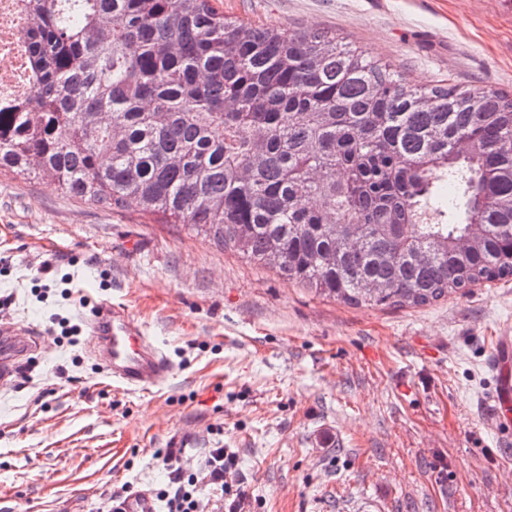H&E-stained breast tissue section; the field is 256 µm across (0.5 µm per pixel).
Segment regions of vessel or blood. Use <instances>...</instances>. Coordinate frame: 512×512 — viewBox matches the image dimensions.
Wrapping results in <instances>:
<instances>
[{"mask_svg": "<svg viewBox=\"0 0 512 512\" xmlns=\"http://www.w3.org/2000/svg\"><path fill=\"white\" fill-rule=\"evenodd\" d=\"M90 343L107 376L129 390L156 386L172 370L167 355L154 345L129 315L116 306H97L85 316ZM37 347L36 333L22 338L0 337V386L9 387L26 357ZM496 387L492 395L499 424L512 423V336H500L494 362ZM112 512H159L153 492H127L112 505Z\"/></svg>", "mask_w": 512, "mask_h": 512, "instance_id": "b4317fda", "label": "vessel or blood"}]
</instances>
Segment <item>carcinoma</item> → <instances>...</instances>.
<instances>
[{"mask_svg": "<svg viewBox=\"0 0 512 512\" xmlns=\"http://www.w3.org/2000/svg\"><path fill=\"white\" fill-rule=\"evenodd\" d=\"M23 2L32 93L0 110V171L159 214L349 305L512 277V95L410 88L213 0Z\"/></svg>", "mask_w": 512, "mask_h": 512, "instance_id": "carcinoma-1", "label": "carcinoma"}]
</instances>
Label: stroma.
I'll use <instances>...</instances> for the list:
<instances>
[{"mask_svg": "<svg viewBox=\"0 0 512 512\" xmlns=\"http://www.w3.org/2000/svg\"><path fill=\"white\" fill-rule=\"evenodd\" d=\"M215 5L333 35L412 88L512 92V0ZM104 302L164 351L165 381L131 391L102 371L84 316ZM11 324L39 343L0 391V512H108L124 487L161 492L169 466L198 472L218 441L251 512H512V434L490 402L512 280L430 306H350L183 225L6 172L0 326Z\"/></svg>", "mask_w": 512, "mask_h": 512, "instance_id": "stroma-1", "label": "stroma"}]
</instances>
